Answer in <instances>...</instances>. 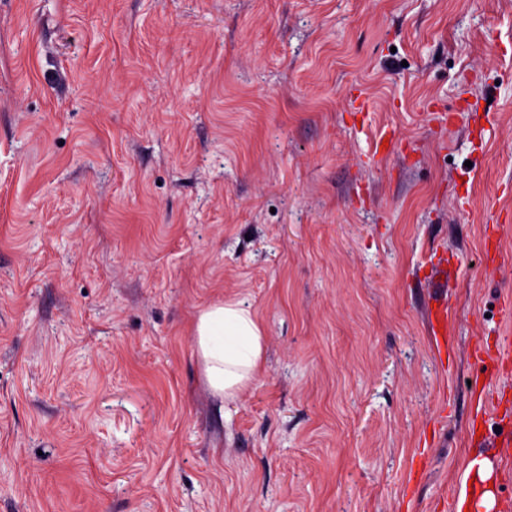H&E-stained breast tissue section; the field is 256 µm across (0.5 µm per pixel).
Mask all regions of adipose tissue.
Instances as JSON below:
<instances>
[{
    "instance_id": "adipose-tissue-1",
    "label": "adipose tissue",
    "mask_w": 512,
    "mask_h": 512,
    "mask_svg": "<svg viewBox=\"0 0 512 512\" xmlns=\"http://www.w3.org/2000/svg\"><path fill=\"white\" fill-rule=\"evenodd\" d=\"M193 341L212 395L233 400L250 388L264 359L266 336L243 301L224 300L202 309Z\"/></svg>"
}]
</instances>
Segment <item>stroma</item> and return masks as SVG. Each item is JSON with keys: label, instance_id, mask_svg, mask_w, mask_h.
Listing matches in <instances>:
<instances>
[{"label": "stroma", "instance_id": "1", "mask_svg": "<svg viewBox=\"0 0 512 512\" xmlns=\"http://www.w3.org/2000/svg\"><path fill=\"white\" fill-rule=\"evenodd\" d=\"M496 224L512 0H0V512H458L512 469ZM227 298L267 343L224 403ZM429 319L434 336H444L448 327V299L446 297L434 299L429 309ZM193 341L212 395L222 402L235 400L250 388L264 359L266 336L243 301L224 300L202 309Z\"/></svg>", "mask_w": 512, "mask_h": 512}]
</instances>
